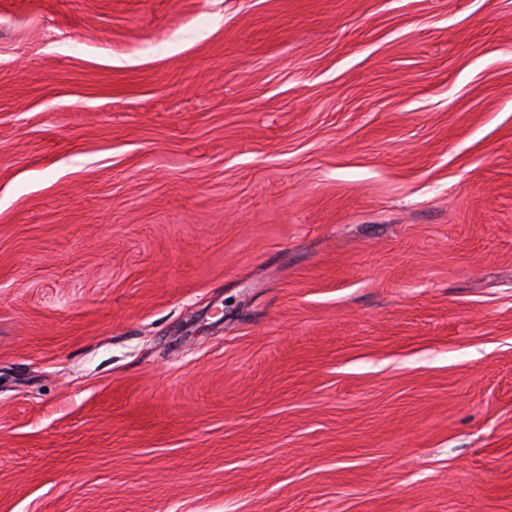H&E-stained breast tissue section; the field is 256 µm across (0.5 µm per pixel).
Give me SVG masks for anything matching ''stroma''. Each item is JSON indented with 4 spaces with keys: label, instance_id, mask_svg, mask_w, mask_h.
<instances>
[{
    "label": "stroma",
    "instance_id": "1",
    "mask_svg": "<svg viewBox=\"0 0 512 512\" xmlns=\"http://www.w3.org/2000/svg\"><path fill=\"white\" fill-rule=\"evenodd\" d=\"M0 512H512V0H0Z\"/></svg>",
    "mask_w": 512,
    "mask_h": 512
}]
</instances>
